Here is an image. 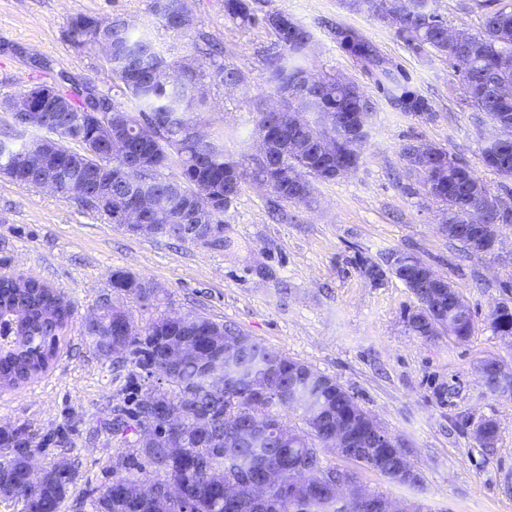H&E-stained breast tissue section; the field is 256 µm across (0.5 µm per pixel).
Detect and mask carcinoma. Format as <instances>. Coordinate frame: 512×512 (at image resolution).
Returning <instances> with one entry per match:
<instances>
[{"mask_svg":"<svg viewBox=\"0 0 512 512\" xmlns=\"http://www.w3.org/2000/svg\"><path fill=\"white\" fill-rule=\"evenodd\" d=\"M431 0H350V5L382 14L399 16V34L419 54H432L448 62L457 54V45L445 37L448 24L430 6ZM153 12L164 25L188 30L192 16L183 13L181 0H153ZM480 30L460 31L472 47L468 70L461 84L465 97L494 123L512 122V0H482ZM227 16L242 25L258 22L270 30L288 52V57L269 61L270 80L279 97L278 111L288 120L279 123L268 110L257 112L255 124H269L273 135V156L256 159L251 169L242 167L224 154V140L208 134L198 139L190 130L197 124L196 114L209 103L205 79L221 85L243 80L241 72L224 65L221 51L209 53L210 70L191 64L178 65L167 60L153 43L136 37L126 25L117 23L107 33L112 43L109 71L114 86L135 103L131 110L113 103L112 94L103 95L112 112V134L125 138L143 158L141 187L132 189L123 176V161L114 158L102 165L112 179V205L104 209L112 223L119 224V212L134 204L137 196L165 200L155 216L158 234L181 241H195L207 231L195 217L190 195L201 200H217L220 211L212 225L219 242H224V213L236 199L245 181L266 185L278 202L308 203L314 198V182H326L336 166L356 168L364 140L350 129L336 124L340 112L375 111V103L356 82H336V76L323 74L309 81L305 65V43L310 32L288 16L270 12L258 15L251 0H225ZM68 37L80 47H98L97 17L81 14L68 25ZM340 46L351 57L377 72L378 84L401 111L421 115L429 111L428 102L405 88L393 70L384 66L373 46L352 29L337 31ZM92 91L57 94L70 106L68 112L55 113L60 140L54 160L58 174L66 180L78 179L82 171L72 166L68 155L84 154L101 139L104 129L93 113L86 111ZM484 164L503 179H512V152H501L495 145L483 147ZM178 167L172 177L164 170ZM38 170L31 155V143L18 146L0 140V173L18 183L31 180ZM433 177L440 191L433 199L445 206L443 221L448 238L457 240L475 253L482 249L470 244L461 226L470 210H487L491 224H512V208L502 204L482 180L465 164L440 150ZM112 287L141 302L156 298L157 289L131 273H112ZM72 306L65 296L47 284L31 279L16 288L0 278V389L15 388L47 369L56 355L60 333L68 326ZM417 335L435 338L447 331L465 342L474 328L473 316L459 320L451 312L415 311L407 317ZM237 328L200 315H164L140 331L130 314L110 303L103 305L95 320L85 321L84 335L101 358H112V351L126 348L124 360L132 364L129 383L133 392L124 403L98 419L101 432L117 437L127 450L112 455L99 495L91 500L92 512H160L161 488L170 482L181 485L182 512H341L325 476L336 470L320 460L321 442L279 444L271 437L256 443L237 438L241 424L266 417L276 421L272 409L281 397L291 395L303 412L320 413L323 432L336 429L353 409L346 389H337L336 379L321 375L313 383L293 371L294 362L282 353L256 340L247 351L231 362L230 379L240 388L236 400L224 398V391L211 385L207 366L216 363L224 371V345L214 338L233 334ZM190 336L196 349L170 366L163 359L166 339ZM164 380L172 390L152 405L143 403V382ZM184 410L180 427L170 430L167 443L144 448L129 440L144 428H166L171 413ZM38 450L27 427L0 430V496L17 498L24 512H62L74 480L73 463L64 462L42 472L38 483L29 482V465ZM356 464L381 475L388 474L398 459L384 448H366ZM311 466L310 474L300 478L295 495L276 492L260 494L255 488L247 499L227 496L229 483L241 478L255 480L268 471L278 472L284 483L293 472ZM152 474L146 482L140 474Z\"/></svg>","mask_w":512,"mask_h":512,"instance_id":"1","label":"carcinoma"}]
</instances>
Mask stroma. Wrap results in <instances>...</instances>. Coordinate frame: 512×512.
Listing matches in <instances>:
<instances>
[{
	"label": "stroma",
	"mask_w": 512,
	"mask_h": 512,
	"mask_svg": "<svg viewBox=\"0 0 512 512\" xmlns=\"http://www.w3.org/2000/svg\"><path fill=\"white\" fill-rule=\"evenodd\" d=\"M151 0H0V139L19 135L6 100L42 84L67 90L93 81L120 107L133 103L112 89L98 50L74 45L69 20L79 14L126 21L172 60L205 63L210 42L244 82L209 88L204 129L224 137L227 156L252 166L257 156L253 117L277 100L268 61L282 48L263 25L244 27L224 0H187L194 25L167 28ZM258 13L278 12L313 37L308 68L355 79L376 104L357 167L318 184L308 204L270 207L266 188L245 182L224 215V245L140 236L110 223L71 196L0 175V276L33 278L74 306L46 371L15 390L0 391V428L24 425L37 435L71 426L79 460L64 512L97 496L116 441L97 419L120 404L129 367L99 358L84 335L85 320L105 302L128 310L136 327L164 314L191 313L234 325L249 336L336 379L394 439L405 444L422 475L399 485L362 468V485L412 512H512V396L491 394L479 368L488 360L512 369V339L495 334L488 314L512 305V224L501 227L495 253L477 254L439 229L441 207L402 156L408 143L448 151L512 207V182L482 160L494 128L466 100L455 68L412 51L390 17L349 8L347 0H256ZM350 28L367 39L405 87L427 100L420 118L395 106L336 40ZM393 252L415 256L450 280L474 314L466 342L416 335L407 316L417 301L393 275L375 281L360 260L384 263ZM153 283L142 303L112 286L114 272ZM494 420L493 447L479 446L473 428Z\"/></svg>",
	"instance_id": "35a3bbf8"
}]
</instances>
